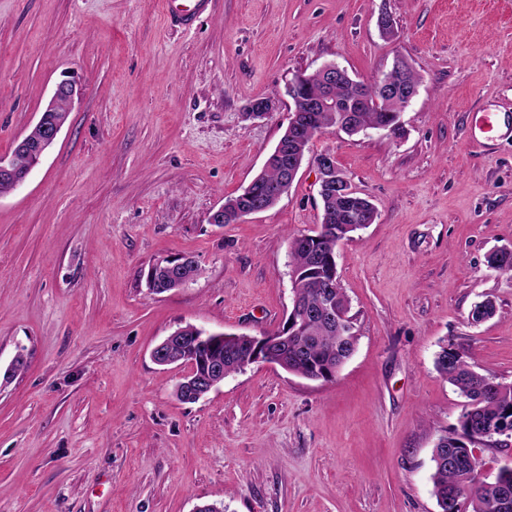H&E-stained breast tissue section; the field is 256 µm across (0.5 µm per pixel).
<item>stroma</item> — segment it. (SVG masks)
<instances>
[{
  "mask_svg": "<svg viewBox=\"0 0 512 512\" xmlns=\"http://www.w3.org/2000/svg\"><path fill=\"white\" fill-rule=\"evenodd\" d=\"M399 54L422 75L401 138L311 145L378 212L337 248L354 354L328 382L255 364L178 400L187 368L152 348L187 324L277 331L289 238L321 221L308 164L273 208L209 221L287 128L285 80L329 62L367 80ZM66 73L57 141L0 194V512H438L431 451L464 410L439 347L512 383V276L487 263L512 247V0H214L190 30L159 0H0V156ZM261 98L278 109L249 116ZM487 112L506 121L488 140ZM173 256L200 275L151 293Z\"/></svg>",
  "mask_w": 512,
  "mask_h": 512,
  "instance_id": "obj_1",
  "label": "stroma"
}]
</instances>
